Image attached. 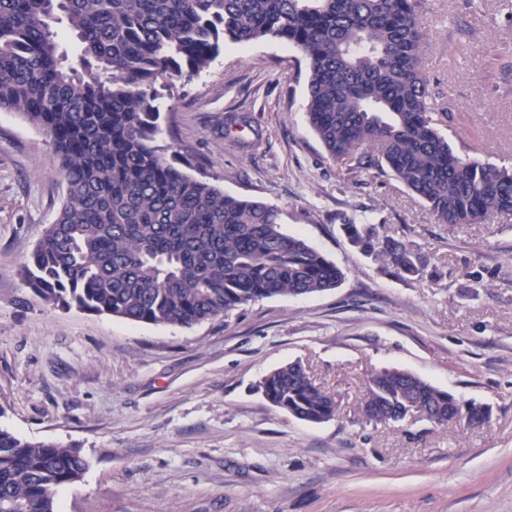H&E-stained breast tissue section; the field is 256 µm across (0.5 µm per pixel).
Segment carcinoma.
Returning <instances> with one entry per match:
<instances>
[{"label": "carcinoma", "mask_w": 512, "mask_h": 512, "mask_svg": "<svg viewBox=\"0 0 512 512\" xmlns=\"http://www.w3.org/2000/svg\"><path fill=\"white\" fill-rule=\"evenodd\" d=\"M79 42L71 58L50 21ZM424 0H0V110L48 139L64 200L23 265L51 305L191 326L260 298L337 287L342 271L283 232L281 211L184 173L157 143L155 102L200 74L224 41L278 39L308 65L307 120L340 173L391 174L437 224L512 216V168L454 150L426 77ZM350 241L388 273L428 274L416 242L348 219ZM260 385L275 408L321 423L337 403L295 363ZM471 426L490 409L400 369L368 375L367 423L417 414ZM89 467L80 449L0 430V512H56Z\"/></svg>", "instance_id": "carcinoma-1"}]
</instances>
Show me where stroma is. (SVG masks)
Here are the masks:
<instances>
[{
    "mask_svg": "<svg viewBox=\"0 0 512 512\" xmlns=\"http://www.w3.org/2000/svg\"><path fill=\"white\" fill-rule=\"evenodd\" d=\"M425 68L470 157L512 166V23L502 0H427ZM300 51L225 42L157 107L188 175L278 206L344 273L338 288L192 326L46 304L20 269L64 197L46 136L0 111V429L80 448L58 512H512V220L450 227L391 175L344 180L306 119ZM415 241L436 278L380 269L345 219ZM298 362L333 395L313 424L258 382ZM398 368L491 412L480 427L362 422L368 375Z\"/></svg>",
    "mask_w": 512,
    "mask_h": 512,
    "instance_id": "stroma-1",
    "label": "stroma"
}]
</instances>
